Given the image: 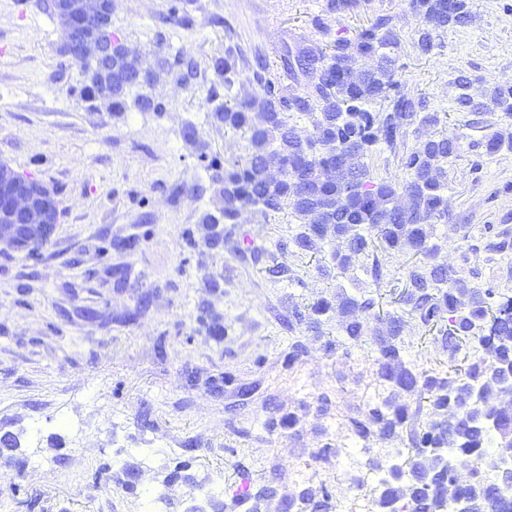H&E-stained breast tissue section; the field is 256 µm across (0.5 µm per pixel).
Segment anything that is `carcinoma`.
<instances>
[{
    "mask_svg": "<svg viewBox=\"0 0 512 512\" xmlns=\"http://www.w3.org/2000/svg\"><path fill=\"white\" fill-rule=\"evenodd\" d=\"M443 2L411 0L420 18L412 46L423 55L449 26L472 21L468 0H459L456 18L444 11ZM360 7L361 0H325L310 19L319 39L284 46L282 76L272 79L260 66L247 89L236 88L234 50L224 48V60L214 70L226 99L212 90L210 115L224 128L242 132L248 147L243 159L223 162L192 133L201 167L221 198L219 208L200 217L204 240L211 247L223 244L222 225L238 223L246 207L289 215L295 227L282 250L327 259L318 271L338 281L336 293L318 299L311 314L294 309V320L317 331L336 309L342 317L336 347L377 337L373 365L383 393L360 415L346 419L336 443L315 454L329 464L349 440L411 442L414 454L404 462L376 461L380 494L372 512H436L445 501L448 512H455L462 497L469 512H512V487L501 485L499 476L501 449L512 448V409L499 407L502 385L493 378L494 368L512 365V296L499 302L495 323L486 324L489 301L501 293L477 287V271L465 276L446 261L445 238L435 234V226L448 218V161L462 145L459 137L436 129L439 118L427 111L425 97L411 94L396 79L402 40L394 17L376 15L353 40H328L332 21ZM160 70L180 85L196 76V66L177 55ZM457 86L461 110L493 106L512 117V85L495 87L488 105L474 102L469 77L459 76ZM130 103L113 74L112 116H123ZM131 104L141 112L165 110L148 91L136 92ZM412 125L421 141L402 157L405 177L374 179L367 159L381 145L395 149ZM484 147L489 155L512 151V133L492 131ZM350 156L357 157L355 169L327 171L328 164L339 165ZM334 240L342 241L343 248L326 251ZM405 249L418 259L404 275L399 308L382 318L373 313L375 298L355 273L364 271L378 286L387 275V260ZM345 279L352 289L343 284ZM203 312L206 333L224 335L219 318L207 307ZM405 314L437 329L434 340L448 354L449 368L425 369L405 355ZM400 393L418 400L415 412L399 400ZM422 412L427 421L419 431L413 417ZM473 459L480 462L472 467L479 480L463 487L455 466ZM298 501L300 512L334 508L324 484L317 491L301 489Z\"/></svg>",
    "mask_w": 512,
    "mask_h": 512,
    "instance_id": "obj_1",
    "label": "carcinoma"
}]
</instances>
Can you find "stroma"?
<instances>
[{"instance_id":"35a3bbf8","label":"stroma","mask_w":512,"mask_h":512,"mask_svg":"<svg viewBox=\"0 0 512 512\" xmlns=\"http://www.w3.org/2000/svg\"><path fill=\"white\" fill-rule=\"evenodd\" d=\"M112 31L150 64L176 52L197 66L190 84L165 82L163 113L129 109L114 120L91 108L41 0H0V161L54 191L63 215L39 259L0 247V434L22 435L25 466L0 461V512H298L299 487L328 485L343 512H370L379 487L375 450L348 451L361 480L347 488L336 464L314 454L378 394L371 338L332 352L335 324L291 325L334 293L316 261L280 249L289 220L244 209L223 247L203 241L199 219L217 197L184 136L194 126L212 155L243 158L241 133L211 121L213 62L237 44L239 77L257 63L280 74L284 45L316 37L324 0H114ZM473 23L448 29L430 54L412 47L409 0H365L332 25L352 39L379 13L403 42L399 80L425 96L463 151L448 162L446 259L479 282L512 289V249L488 250L485 225L512 231V153L487 155L499 112L459 111L455 79L474 96L512 84V0H470ZM188 11L179 26L173 8ZM132 273L118 283L113 269ZM219 289H211L210 280ZM212 304L214 338L196 321ZM306 349L294 365V340ZM329 404H322V395ZM188 481L164 484L175 459ZM203 496L190 498V486ZM270 498L235 505L240 487ZM163 501L150 503L154 492Z\"/></svg>"}]
</instances>
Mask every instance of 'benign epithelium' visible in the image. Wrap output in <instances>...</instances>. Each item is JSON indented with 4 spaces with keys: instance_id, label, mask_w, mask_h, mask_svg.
I'll return each instance as SVG.
<instances>
[{
    "instance_id": "7a95c632",
    "label": "benign epithelium",
    "mask_w": 512,
    "mask_h": 512,
    "mask_svg": "<svg viewBox=\"0 0 512 512\" xmlns=\"http://www.w3.org/2000/svg\"><path fill=\"white\" fill-rule=\"evenodd\" d=\"M56 18L67 54L83 66L93 81L112 74V48L121 41L112 35L113 0H45ZM157 69L138 65L126 87L134 92L155 86ZM56 200L38 181L0 163V245L18 247L47 238L53 231Z\"/></svg>"
}]
</instances>
